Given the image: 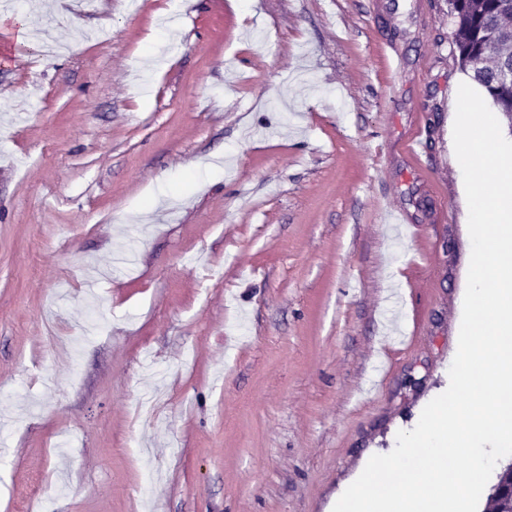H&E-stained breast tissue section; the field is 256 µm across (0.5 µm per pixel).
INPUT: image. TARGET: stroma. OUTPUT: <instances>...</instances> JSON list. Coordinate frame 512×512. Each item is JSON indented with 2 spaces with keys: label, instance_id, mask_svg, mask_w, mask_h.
<instances>
[{
  "label": "stroma",
  "instance_id": "stroma-1",
  "mask_svg": "<svg viewBox=\"0 0 512 512\" xmlns=\"http://www.w3.org/2000/svg\"><path fill=\"white\" fill-rule=\"evenodd\" d=\"M19 2L65 19L0 28V512H331L457 351L446 0Z\"/></svg>",
  "mask_w": 512,
  "mask_h": 512
}]
</instances>
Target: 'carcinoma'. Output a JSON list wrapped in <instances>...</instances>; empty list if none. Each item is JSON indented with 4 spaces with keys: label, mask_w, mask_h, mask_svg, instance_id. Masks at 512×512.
I'll list each match as a JSON object with an SVG mask.
<instances>
[{
    "label": "carcinoma",
    "mask_w": 512,
    "mask_h": 512,
    "mask_svg": "<svg viewBox=\"0 0 512 512\" xmlns=\"http://www.w3.org/2000/svg\"><path fill=\"white\" fill-rule=\"evenodd\" d=\"M452 54L460 68L482 87L497 111L512 124V0H447ZM512 479V464L496 475L485 512H512V498L501 492Z\"/></svg>",
    "instance_id": "cac0c4a2"
}]
</instances>
